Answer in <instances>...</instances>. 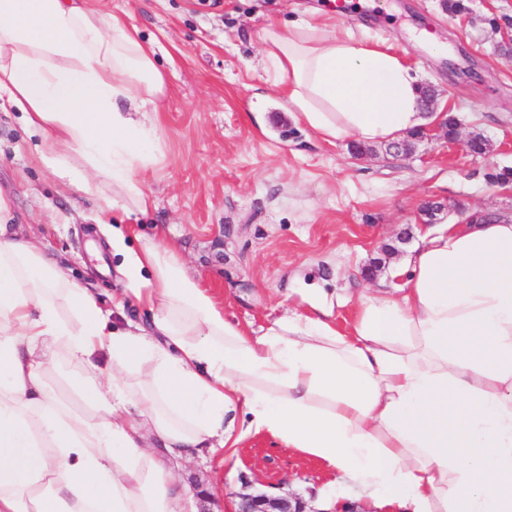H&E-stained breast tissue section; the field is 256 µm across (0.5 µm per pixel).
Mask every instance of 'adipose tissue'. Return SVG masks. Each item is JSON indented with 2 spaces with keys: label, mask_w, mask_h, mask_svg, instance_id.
Returning <instances> with one entry per match:
<instances>
[{
  "label": "adipose tissue",
  "mask_w": 512,
  "mask_h": 512,
  "mask_svg": "<svg viewBox=\"0 0 512 512\" xmlns=\"http://www.w3.org/2000/svg\"><path fill=\"white\" fill-rule=\"evenodd\" d=\"M262 41L298 121L327 141L391 142L433 120L377 42L307 20ZM154 54L89 0H0V96L40 164L107 212L149 205ZM10 219L0 195V512H196L180 463L256 436L340 473L372 512H512V218L427 231L346 328L334 296L300 288L256 334L174 249L119 239L148 317L117 327L122 300L104 307Z\"/></svg>",
  "instance_id": "1"
}]
</instances>
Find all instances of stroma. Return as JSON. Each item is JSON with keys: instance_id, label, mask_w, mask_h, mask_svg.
Segmentation results:
<instances>
[{"instance_id": "obj_1", "label": "stroma", "mask_w": 512, "mask_h": 512, "mask_svg": "<svg viewBox=\"0 0 512 512\" xmlns=\"http://www.w3.org/2000/svg\"><path fill=\"white\" fill-rule=\"evenodd\" d=\"M93 3L134 25L167 76L158 111L147 115L162 152L141 176L148 211L113 225L94 196L33 159V140L10 107L0 111V191L11 200L15 230L45 244L104 303L127 286L109 245L116 231L135 250L147 239L173 246L225 316L257 331L284 311L292 288L343 299L391 289L383 268L418 244L425 202L453 206L441 214L444 224L457 221L461 207L512 211V188L487 179L512 167V60L487 23L512 16V0H469L460 15L442 0H355L346 15L336 14L334 0ZM315 9L335 13L337 29L365 25L387 40L434 88L438 111L458 117L457 140L439 137L404 157L376 144L357 156L350 142L330 143L297 123L263 70L259 33ZM473 134L489 141L486 154L469 153ZM179 476L205 491L209 512H233L241 494L278 486L365 508L350 485L264 437L203 451Z\"/></svg>"}]
</instances>
